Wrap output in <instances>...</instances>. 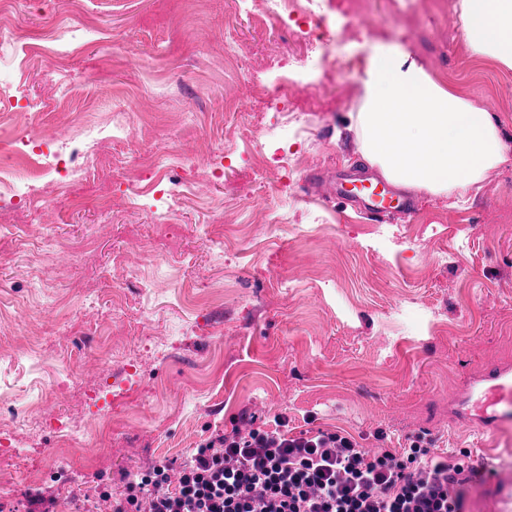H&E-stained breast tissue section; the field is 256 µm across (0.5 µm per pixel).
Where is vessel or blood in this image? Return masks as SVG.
I'll return each mask as SVG.
<instances>
[{
  "label": "vessel or blood",
  "instance_id": "b4317fda",
  "mask_svg": "<svg viewBox=\"0 0 512 512\" xmlns=\"http://www.w3.org/2000/svg\"><path fill=\"white\" fill-rule=\"evenodd\" d=\"M337 194L365 202L370 213L395 207L410 212L413 204L397 199L389 185L366 175L340 182ZM448 415L473 426L485 437L512 428V364H492L471 373L461 389L448 400ZM482 512H512V474L499 473L480 503Z\"/></svg>",
  "mask_w": 512,
  "mask_h": 512
}]
</instances>
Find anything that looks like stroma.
Masks as SVG:
<instances>
[{
  "instance_id": "35a3bbf8",
  "label": "stroma",
  "mask_w": 512,
  "mask_h": 512,
  "mask_svg": "<svg viewBox=\"0 0 512 512\" xmlns=\"http://www.w3.org/2000/svg\"><path fill=\"white\" fill-rule=\"evenodd\" d=\"M457 2L417 0L409 27L394 0H363L358 35L314 27L334 74L312 57L307 111L279 112L269 65L294 36L238 0H0L18 38L0 68L50 142L123 111L112 159L128 181L168 165L183 182L165 222L126 183L88 180L0 223V512L35 496L73 512L80 494L108 512L128 476L279 415L292 435L398 455L418 440L512 471L511 439L486 446L448 417L468 373L512 363V162L465 205L420 193L406 215L308 186L360 168L354 64L380 26L512 141V70L470 55ZM63 66L82 74L64 93Z\"/></svg>"
}]
</instances>
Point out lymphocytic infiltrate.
I'll return each instance as SVG.
<instances>
[{
  "mask_svg": "<svg viewBox=\"0 0 512 512\" xmlns=\"http://www.w3.org/2000/svg\"><path fill=\"white\" fill-rule=\"evenodd\" d=\"M405 460L349 437L291 436L257 428L217 434L185 461L127 483L110 512H462L460 485L474 469L419 442Z\"/></svg>",
  "mask_w": 512,
  "mask_h": 512,
  "instance_id": "1",
  "label": "lymphocytic infiltrate"
}]
</instances>
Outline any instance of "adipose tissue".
<instances>
[{"label": "adipose tissue", "instance_id": "1", "mask_svg": "<svg viewBox=\"0 0 512 512\" xmlns=\"http://www.w3.org/2000/svg\"><path fill=\"white\" fill-rule=\"evenodd\" d=\"M473 56L512 69V0H459ZM358 153L389 181L465 200L488 173L512 161L490 112L433 77L405 47L380 44L357 75Z\"/></svg>", "mask_w": 512, "mask_h": 512}]
</instances>
